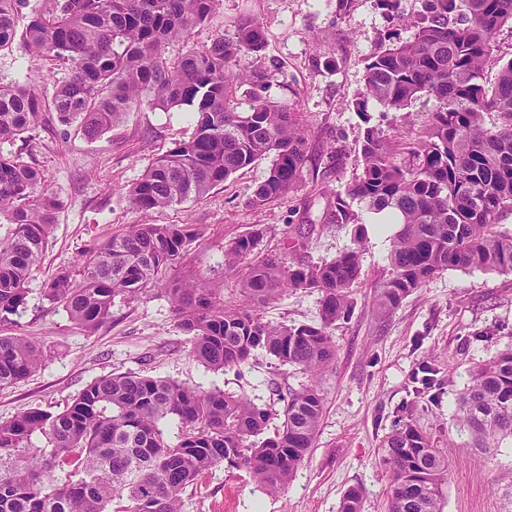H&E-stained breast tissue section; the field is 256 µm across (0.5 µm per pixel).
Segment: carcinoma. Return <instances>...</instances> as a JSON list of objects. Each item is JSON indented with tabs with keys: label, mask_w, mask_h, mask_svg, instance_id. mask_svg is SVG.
Here are the masks:
<instances>
[{
	"label": "carcinoma",
	"mask_w": 512,
	"mask_h": 512,
	"mask_svg": "<svg viewBox=\"0 0 512 512\" xmlns=\"http://www.w3.org/2000/svg\"><path fill=\"white\" fill-rule=\"evenodd\" d=\"M50 6L18 28L28 0H0V52L20 46L33 62L61 61L50 74L60 122L94 137L133 107L190 108L194 135L147 167L128 196L140 210L199 198L236 171L265 158L271 165L252 203L263 205L297 186L311 162L303 126L288 104L268 94L264 70L237 74L241 52L264 49L259 22L238 20L230 37L176 60L164 46L206 21L217 0H47ZM512 23V0H422L413 38L382 46L366 64L357 108L372 101L390 112L435 101L424 135L397 141L376 127L355 152L359 173L328 200L320 223L355 224L356 246L330 261L258 255L254 229L224 248V267L240 274V295L262 305L289 289L320 295L312 324H272L224 289L187 274L168 284L177 327L190 336L189 356L208 371L240 367L258 352L300 369L309 382L278 398L279 410L247 394L203 390L160 377L123 373L96 379L66 409L27 410L0 421V512H181L182 494L220 466L246 470L269 493L284 490L314 447L323 412L315 378L335 358L331 329L353 315L352 288L361 275L363 221L359 201L398 216L377 309H396L448 270L512 274V59L488 86L483 72L498 29ZM243 89L247 109L230 104ZM43 103L26 84H0V144L33 130ZM495 114L497 121L486 122ZM43 172L18 152H0V217L12 224L0 239V323L26 309L28 284L52 232L59 201ZM201 236L196 224H130L86 249L78 269H64L43 295L90 336L112 317L115 299L137 301L160 285ZM49 361L25 336L0 335V387ZM458 426L485 454L512 439V347L476 367L458 394ZM280 420L264 436L270 420ZM176 425L171 441L163 426ZM390 472L387 512H443L448 447L413 419L398 420L384 441ZM359 488L340 512H362Z\"/></svg>",
	"instance_id": "obj_1"
}]
</instances>
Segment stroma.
<instances>
[{
	"label": "stroma",
	"mask_w": 512,
	"mask_h": 512,
	"mask_svg": "<svg viewBox=\"0 0 512 512\" xmlns=\"http://www.w3.org/2000/svg\"><path fill=\"white\" fill-rule=\"evenodd\" d=\"M421 0H399L390 15L378 0H218L207 21L187 38L166 45L174 59L233 34L243 14L258 20L265 49L241 53L233 63L244 74L264 67L272 98L287 102L308 132L317 175L264 205L251 202L270 165L262 159L230 175L206 195L160 210L135 209L128 188L146 167L195 126L183 109L132 108L95 139L64 128L44 111L38 127L10 149L41 169L59 200L55 225L30 284L25 311L0 334H19L50 354L49 363L25 380L0 387V420L33 408L62 411L91 381L124 372L249 395L257 404L299 387L307 377L271 356L219 372L205 370L188 355L187 336L177 327L164 292L140 301H115L112 318L95 335H84L67 314L42 295L59 269L75 267L79 254L129 224H195L201 230L183 260L186 269L212 278L224 299L241 303L234 275L223 272L224 247L247 231L263 232L262 248L283 253L291 227L302 213L322 214L329 196L356 174L354 149L367 128H403L415 138L434 100L420 99L408 113L379 103L356 107L365 87V63L379 46L412 38L411 19ZM53 64L30 62L19 48L0 55V82H25L50 103ZM350 224H319L306 260L321 262L353 245ZM362 270L352 291L355 310L333 329L336 355L320 376L323 414L314 448L286 489L270 494L241 469L217 467L203 473L183 495L182 512H339L345 492H363L364 512H386L389 471L381 464L382 443L395 419L412 416L436 441H454L443 483V512H512V442L489 454L469 446L455 425L457 393L473 368L512 345V274L449 270L406 297L393 311L373 303L387 270L389 241L367 228ZM318 294L290 291L261 306L264 320L288 325L317 320ZM435 365L440 398L416 394L412 373Z\"/></svg>",
	"instance_id": "stroma-1"
}]
</instances>
